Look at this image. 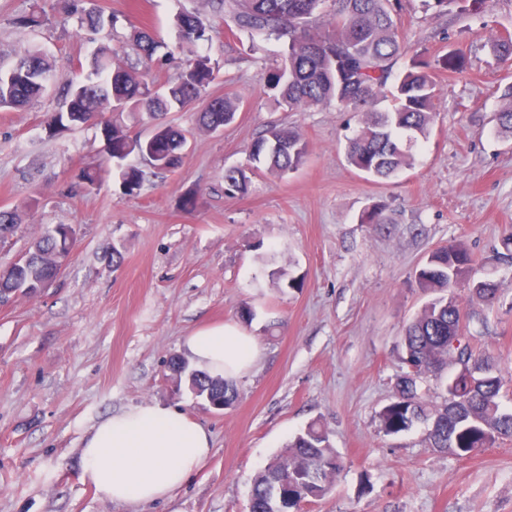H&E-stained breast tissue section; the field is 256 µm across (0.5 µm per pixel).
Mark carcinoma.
<instances>
[{"mask_svg": "<svg viewBox=\"0 0 512 512\" xmlns=\"http://www.w3.org/2000/svg\"><path fill=\"white\" fill-rule=\"evenodd\" d=\"M65 2L78 27L91 35L114 23V17L101 6L86 8L84 0ZM218 2L236 29L280 43L281 62L266 69L261 77L264 93L291 111L334 101L344 111L357 114L359 126L348 138L346 159L365 175L387 180L412 168L414 147L429 135L439 95L429 64L418 58L393 75L394 65L406 49L395 20L401 0ZM47 21V12L36 2L21 24L35 29ZM174 26L186 40H211L193 13L176 14ZM129 42L143 69L114 64L112 50L98 46L91 62L97 79L70 85L61 110L51 114L47 122L54 129L89 122L98 127L108 158L86 170L83 179L93 188L114 166L123 190L132 194L143 186L146 172L128 164V157L137 154L155 169H174L181 162L186 137L174 126L160 122L143 139L118 125L110 112L119 108L143 110L155 119L182 111L199 100L213 82L218 65L208 55L199 56L160 93L150 88L146 76L167 56L165 43L146 28L134 30ZM488 42L498 56L512 57V38L490 29ZM52 69L50 58L40 50L23 47L7 68L0 67V108H22L42 97ZM385 97L392 99L393 106L380 110L378 101ZM501 97L508 106L495 113L496 128L500 134L512 136V85L505 86ZM239 108L235 98L214 99L199 113L198 123L214 132L232 123ZM308 154V143L299 133L271 125L252 143L247 167L224 171V194L245 193L250 174L258 171L279 176L295 172L305 164ZM360 222L388 224L390 219L385 206L374 205L363 211ZM71 234V226L57 224L35 241L27 264L0 267V292L39 295L38 285L51 279L58 259L70 253ZM474 263L466 244L453 240L432 250L418 270L419 288L433 298L405 328V369L396 377L395 400L380 414L382 429L388 435L406 431L417 421L429 423L431 448L457 457L512 436V405L503 403L501 395L504 376L489 358L474 355L470 337L464 332L462 309L452 295L453 288L466 281L476 298L489 301L495 296L494 283L471 279ZM453 339L471 362L465 374L457 370L443 374ZM183 378L184 387L204 406L212 402L228 408L238 397L234 380L196 370L185 372ZM426 380L447 394L443 407H428L421 392ZM342 467L327 431L312 422L253 476L251 512H267L275 490L280 491L279 512H293L303 500H319L332 490Z\"/></svg>", "mask_w": 512, "mask_h": 512, "instance_id": "1", "label": "carcinoma"}]
</instances>
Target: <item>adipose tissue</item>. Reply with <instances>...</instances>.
<instances>
[{
    "instance_id": "obj_1",
    "label": "adipose tissue",
    "mask_w": 512,
    "mask_h": 512,
    "mask_svg": "<svg viewBox=\"0 0 512 512\" xmlns=\"http://www.w3.org/2000/svg\"><path fill=\"white\" fill-rule=\"evenodd\" d=\"M183 348L194 368L229 378L246 375L260 350L254 336L235 324L206 326L186 336ZM212 436L189 416L154 405L108 416L86 434L80 449L83 478L115 504L171 499L207 461Z\"/></svg>"
}]
</instances>
